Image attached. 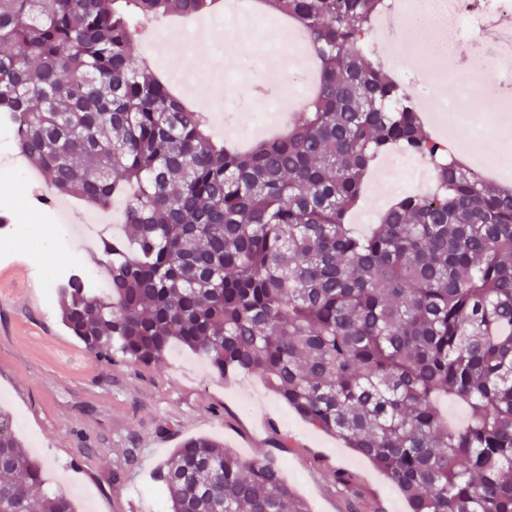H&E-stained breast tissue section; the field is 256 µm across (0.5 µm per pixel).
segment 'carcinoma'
I'll return each mask as SVG.
<instances>
[{
	"label": "carcinoma",
	"instance_id": "obj_1",
	"mask_svg": "<svg viewBox=\"0 0 512 512\" xmlns=\"http://www.w3.org/2000/svg\"><path fill=\"white\" fill-rule=\"evenodd\" d=\"M216 0H0V116L56 196L125 202L101 241L108 287L57 289L94 356L174 345L259 373L311 426L384 474L408 512H512V187L448 157L363 43L386 0H261L309 35L316 92L238 151L135 51L136 27ZM427 160L369 233L350 222L373 161ZM467 410L448 425L438 402ZM0 512H76L0 413ZM168 512H307L269 458L207 436L155 471Z\"/></svg>",
	"mask_w": 512,
	"mask_h": 512
}]
</instances>
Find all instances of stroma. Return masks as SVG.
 <instances>
[{
	"instance_id": "1",
	"label": "stroma",
	"mask_w": 512,
	"mask_h": 512,
	"mask_svg": "<svg viewBox=\"0 0 512 512\" xmlns=\"http://www.w3.org/2000/svg\"><path fill=\"white\" fill-rule=\"evenodd\" d=\"M197 66L203 74L190 87V105L206 108L215 77H224L245 99L229 140L255 144L242 127L254 102L250 90L263 72L228 68L220 52L200 66L182 52L175 68ZM1 194L28 230L10 241L13 259L0 263V413L42 462L47 490L64 489L78 512H167L152 470L179 442L209 436L242 459L272 458L308 512H407L404 497L381 472L307 425L260 375L217 376L180 347L157 366L97 360L71 336L57 309L44 308L32 270L90 258L105 267L108 256L98 249L85 254L63 233L48 234L46 215L30 208L23 185L0 184ZM338 472L354 492L336 484Z\"/></svg>"
}]
</instances>
